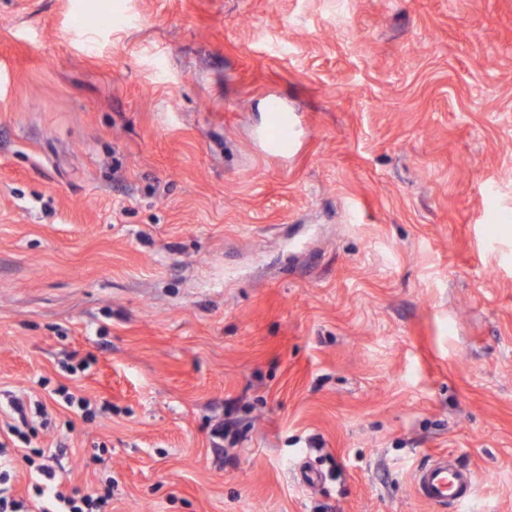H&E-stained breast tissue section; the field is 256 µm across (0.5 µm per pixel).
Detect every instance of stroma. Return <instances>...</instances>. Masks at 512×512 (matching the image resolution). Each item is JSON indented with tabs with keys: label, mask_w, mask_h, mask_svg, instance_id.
<instances>
[{
	"label": "stroma",
	"mask_w": 512,
	"mask_h": 512,
	"mask_svg": "<svg viewBox=\"0 0 512 512\" xmlns=\"http://www.w3.org/2000/svg\"><path fill=\"white\" fill-rule=\"evenodd\" d=\"M11 391L112 512H512V0H0ZM268 112H271L273 123L264 126L260 139L277 154L290 153L297 142V118L288 117L284 106L275 99L269 101ZM416 494L434 505H458L474 496L472 471L448 455L440 456L417 468L414 474Z\"/></svg>",
	"instance_id": "stroma-1"
}]
</instances>
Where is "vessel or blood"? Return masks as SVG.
Returning <instances> with one entry per match:
<instances>
[{
  "label": "vessel or blood",
  "mask_w": 512,
  "mask_h": 512,
  "mask_svg": "<svg viewBox=\"0 0 512 512\" xmlns=\"http://www.w3.org/2000/svg\"><path fill=\"white\" fill-rule=\"evenodd\" d=\"M268 110L273 122L264 126L260 139L279 154L292 150L297 142V118L288 116L278 100H270ZM416 494L434 505H456L471 499L475 492L472 471L443 455L417 468L414 474Z\"/></svg>",
  "instance_id": "1"
}]
</instances>
